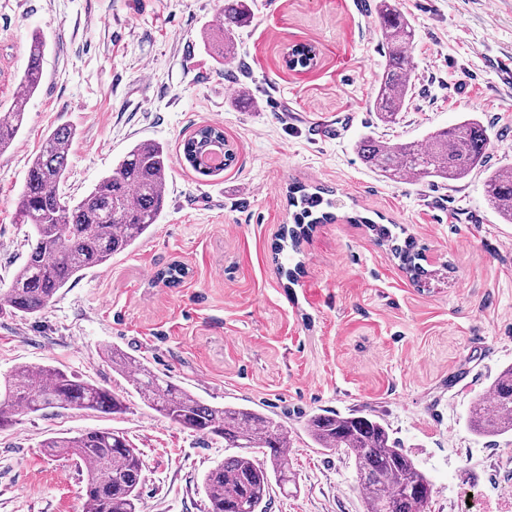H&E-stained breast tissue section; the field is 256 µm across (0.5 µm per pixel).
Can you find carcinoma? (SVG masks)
Instances as JSON below:
<instances>
[{
	"label": "carcinoma",
	"mask_w": 512,
	"mask_h": 512,
	"mask_svg": "<svg viewBox=\"0 0 512 512\" xmlns=\"http://www.w3.org/2000/svg\"><path fill=\"white\" fill-rule=\"evenodd\" d=\"M385 63L377 75L370 109L383 124L395 122L412 94L414 62L410 48L414 39L411 23L389 0L377 5ZM252 18L249 0H224L217 27L226 59L233 50L234 30ZM46 46L32 41L26 68L20 75V93L0 112V155L22 134L29 99L37 92L43 74ZM311 45H298L286 61L294 67L314 65ZM74 131L67 126L52 130L31 159L27 179L19 196L16 219L33 227V237L22 265L13 273L8 288L0 291V314L27 316L46 309L58 292L75 282L84 271L107 265L112 256L134 246L149 235L166 203V180L170 153L159 142L132 145L112 172L78 199L65 195L63 186ZM223 141L224 164L236 160L235 150L224 141V130L206 125L195 129L182 143L185 162L197 174L209 177L217 171L197 166L203 148ZM489 136L475 116L428 132L420 142L391 144L374 136L356 143L360 160L380 176L403 183L429 178L454 183L485 169L486 194L498 215L512 223V166L485 167ZM334 191L325 186H298L289 191L292 225H283L277 251L299 252L301 240L315 224L332 219ZM349 222L369 225L386 244L412 279L424 274L418 263L422 252L415 243L398 237L390 228L355 215ZM185 277L183 266L174 263L157 273L167 284ZM112 372L124 378L142 404L161 417L196 433L224 440L236 452L210 469L202 479L209 512H262L273 487L288 492L295 482L289 466L291 444L288 429L275 416L256 408L225 404L210 405L199 396L159 376L143 357L118 347L105 351ZM48 409L93 410L104 414L127 410L109 389L53 365L21 366L0 386V430L18 417ZM467 422L480 435L512 432V365L493 379L486 395L477 396ZM306 431L324 452L342 450L356 468L358 489L366 512H427L433 483L396 441L387 426L361 413H313L306 418ZM43 447L50 455L86 465L87 512H138L144 465L137 449L124 435L106 429L90 430L73 437H54Z\"/></svg>",
	"instance_id": "carcinoma-1"
}]
</instances>
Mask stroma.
<instances>
[{"label":"stroma","instance_id":"obj_1","mask_svg":"<svg viewBox=\"0 0 512 512\" xmlns=\"http://www.w3.org/2000/svg\"><path fill=\"white\" fill-rule=\"evenodd\" d=\"M378 0H253L218 58L224 0H0V111L18 93L33 37L47 44L24 131L0 156V289L28 250L17 198L45 135L73 129L64 190L78 197L129 146L171 150L152 235L86 271L44 311L0 315V381L51 364L123 395L117 415L50 409L0 430V512H84L85 469L41 443L93 429L126 435L145 464L141 512H207L205 472L223 441L144 407L103 360L116 345L214 404L275 413L291 432L296 485L267 512H365L352 461L315 448L313 411L372 414L429 475V512H488L512 498V434L466 423L472 400L512 364V224L474 172L446 185L393 183L358 158L364 135L423 139L464 115L488 128V164L512 165V0H395L415 39L414 95L385 125L369 110L384 61ZM298 44L317 52L288 69ZM217 125L236 152L202 177L181 143ZM334 188V221L275 263L288 188ZM416 240L413 281L353 212ZM189 270L169 287L156 273Z\"/></svg>","mask_w":512,"mask_h":512}]
</instances>
